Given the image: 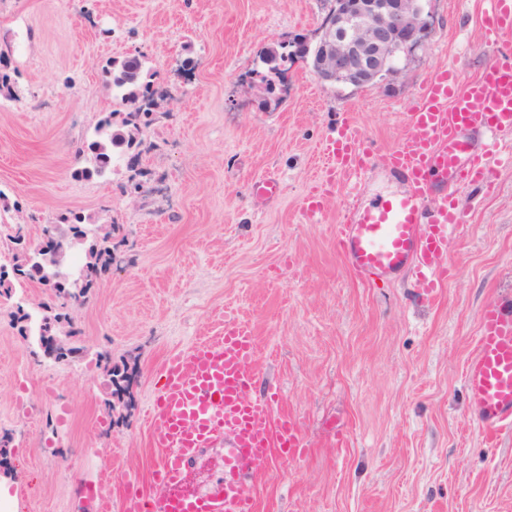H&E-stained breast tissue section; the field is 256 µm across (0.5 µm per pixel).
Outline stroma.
<instances>
[{
	"label": "stroma",
	"instance_id": "stroma-1",
	"mask_svg": "<svg viewBox=\"0 0 512 512\" xmlns=\"http://www.w3.org/2000/svg\"><path fill=\"white\" fill-rule=\"evenodd\" d=\"M422 6L430 38L396 72L357 88L298 58L272 105L252 77L261 52L315 47L329 0H0V218L33 242L75 214L114 227L112 265L74 312L85 357L43 359L19 335L16 306L38 328L48 288L0 298V435L18 464L0 498L14 512H98L80 485L114 497L120 481L145 480L161 455L146 415L165 362L228 320L254 329L257 391L299 419L306 445L261 465L255 512H512V430L485 442L463 379L480 308L512 294V137L490 147L492 184L456 195L465 227L434 301L411 274L361 282L333 237L350 201L407 190L381 156L409 133L426 83L445 69L467 83L512 51V33L484 28L489 0ZM136 54L143 82L169 91L137 134L140 193L123 164L79 175L100 120L123 109L105 70ZM346 124L377 157L306 223L318 150ZM269 176L279 194L253 196ZM101 356L125 369L112 398ZM22 399L37 410L28 425Z\"/></svg>",
	"mask_w": 512,
	"mask_h": 512
}]
</instances>
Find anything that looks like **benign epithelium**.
I'll return each mask as SVG.
<instances>
[{
  "instance_id": "1",
  "label": "benign epithelium",
  "mask_w": 512,
  "mask_h": 512,
  "mask_svg": "<svg viewBox=\"0 0 512 512\" xmlns=\"http://www.w3.org/2000/svg\"><path fill=\"white\" fill-rule=\"evenodd\" d=\"M430 31L417 0H336L322 25L312 72L322 82L346 75L362 86L401 52L425 43Z\"/></svg>"
}]
</instances>
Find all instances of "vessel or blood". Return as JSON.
Wrapping results in <instances>:
<instances>
[{"mask_svg":"<svg viewBox=\"0 0 512 512\" xmlns=\"http://www.w3.org/2000/svg\"><path fill=\"white\" fill-rule=\"evenodd\" d=\"M488 33L512 31V0H490ZM412 136L384 157L407 191L369 207H354L336 227V248L356 276L386 282L415 270L429 286L447 274L448 235L463 216L454 207L458 189L490 182L481 144L512 133V59L487 67L466 86L454 71L432 79L406 114ZM323 180L301 204L307 223H317L338 178L361 171L372 154L359 150L350 126H342L320 150ZM256 338L248 327L225 324L220 336L174 355L148 417L151 447L162 455L137 491H122L118 504L100 512H145L160 498L162 512H254L257 467L273 456L296 459L304 446L291 415L274 414L258 384ZM472 422L487 439L512 427V299H498L479 313L476 349L464 369ZM223 448L224 474L212 488L177 494L201 453Z\"/></svg>","mask_w":512,"mask_h":512,"instance_id":"1","label":"vessel or blood"}]
</instances>
